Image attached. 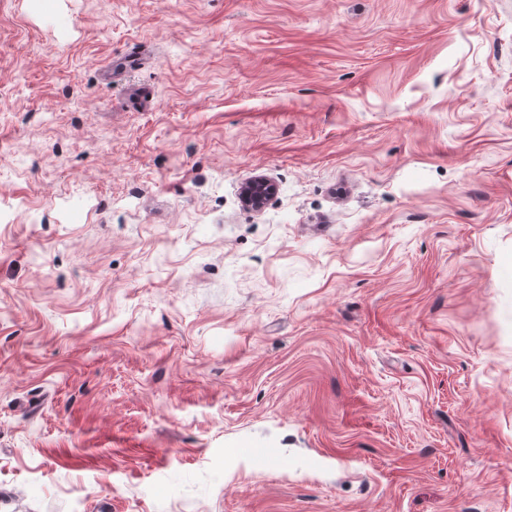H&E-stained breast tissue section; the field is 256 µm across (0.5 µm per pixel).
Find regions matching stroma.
Here are the masks:
<instances>
[{
  "label": "stroma",
  "mask_w": 512,
  "mask_h": 512,
  "mask_svg": "<svg viewBox=\"0 0 512 512\" xmlns=\"http://www.w3.org/2000/svg\"><path fill=\"white\" fill-rule=\"evenodd\" d=\"M0 512H512V0H0ZM275 192L274 184L264 177H257L245 189L244 203L254 210H260L265 200Z\"/></svg>",
  "instance_id": "stroma-1"
}]
</instances>
